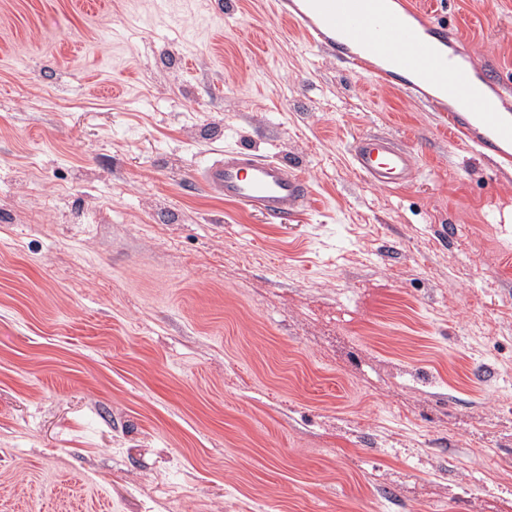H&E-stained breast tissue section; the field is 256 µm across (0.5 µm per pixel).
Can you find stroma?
Returning a JSON list of instances; mask_svg holds the SVG:
<instances>
[{
  "instance_id": "35a3bbf8",
  "label": "stroma",
  "mask_w": 512,
  "mask_h": 512,
  "mask_svg": "<svg viewBox=\"0 0 512 512\" xmlns=\"http://www.w3.org/2000/svg\"><path fill=\"white\" fill-rule=\"evenodd\" d=\"M432 9L512 80V0ZM0 512H512V167L271 0H0ZM355 169L372 185L399 188L416 176L414 155L407 147L380 135H363L351 145ZM201 177L226 201L244 205L280 224L301 209L309 194V185L300 175L248 148L224 150L222 158L203 168Z\"/></svg>"
}]
</instances>
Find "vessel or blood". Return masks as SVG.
<instances>
[{
  "label": "vessel or blood",
  "mask_w": 512,
  "mask_h": 512,
  "mask_svg": "<svg viewBox=\"0 0 512 512\" xmlns=\"http://www.w3.org/2000/svg\"><path fill=\"white\" fill-rule=\"evenodd\" d=\"M276 10L348 71L423 101L450 136L468 138L498 164L512 163V84L497 69L477 67L454 30L413 0H276ZM351 157L378 187L398 188L416 176L412 151L384 136L358 137ZM201 177L225 200L280 224L309 194L300 175L248 148L226 150Z\"/></svg>",
  "instance_id": "vessel-or-blood-1"
}]
</instances>
